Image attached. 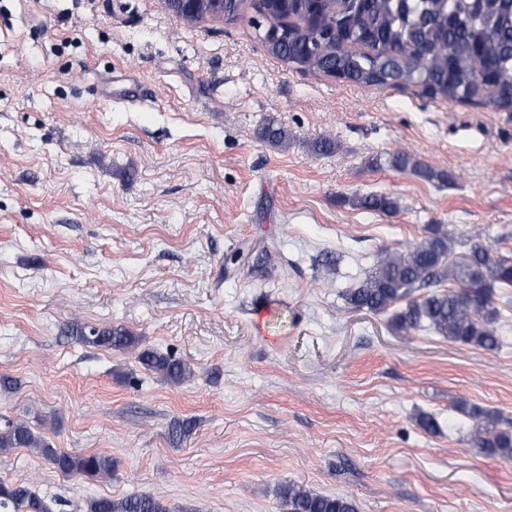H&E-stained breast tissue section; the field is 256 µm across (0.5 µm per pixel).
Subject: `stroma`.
<instances>
[{
	"label": "stroma",
	"instance_id": "obj_1",
	"mask_svg": "<svg viewBox=\"0 0 512 512\" xmlns=\"http://www.w3.org/2000/svg\"><path fill=\"white\" fill-rule=\"evenodd\" d=\"M252 15L0 0V375L18 382L0 428L114 462L72 478L13 448L0 480L52 512L141 493L171 512H285L288 482L358 512H512V461L474 447L463 411L512 430V288L494 294L493 351L392 331L344 298L434 224L512 257V112L295 71ZM271 119L287 147L258 138ZM321 137L337 151L314 153ZM397 151L453 183L372 166ZM370 194L395 211L359 207ZM76 323L125 327L197 373L172 386ZM176 418L196 422L178 446Z\"/></svg>",
	"mask_w": 512,
	"mask_h": 512
}]
</instances>
